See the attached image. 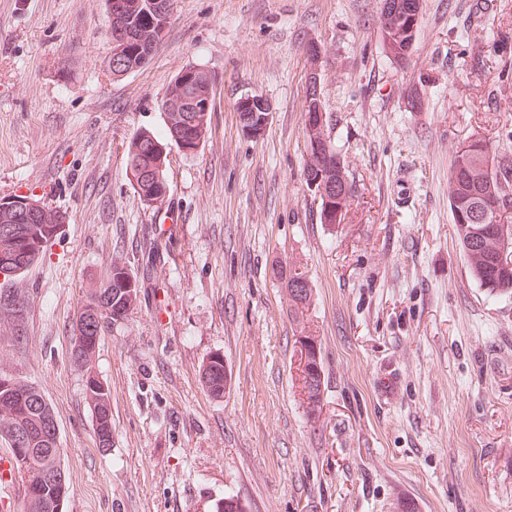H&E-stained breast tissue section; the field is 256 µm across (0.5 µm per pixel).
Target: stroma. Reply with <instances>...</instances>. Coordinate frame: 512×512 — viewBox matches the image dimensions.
<instances>
[{
  "label": "stroma",
  "instance_id": "obj_1",
  "mask_svg": "<svg viewBox=\"0 0 512 512\" xmlns=\"http://www.w3.org/2000/svg\"><path fill=\"white\" fill-rule=\"evenodd\" d=\"M149 62L112 76L105 0H0V199L66 214L0 291V375L51 403L71 488L63 512H512V296L471 278L448 204L454 156L472 139L512 154V0H424L406 63L390 60L379 0H171ZM321 50L329 137L355 185L347 221L320 224L302 176L310 44ZM483 58L482 67L472 64ZM216 78L197 153L170 148L169 192L144 203L126 171L138 131L187 65ZM268 102L242 134L245 93ZM418 108H410V97ZM125 262L139 283L104 327L93 372L112 392L99 451L84 370L71 359L86 288ZM312 289L323 406L292 389L297 327L277 266ZM224 356L223 398L200 381ZM26 478L0 446V512ZM237 106L238 112H242L239 114L242 134L255 138L263 133L270 118V108L266 99L257 93H245ZM258 115L260 121L255 123Z\"/></svg>",
  "mask_w": 512,
  "mask_h": 512
}]
</instances>
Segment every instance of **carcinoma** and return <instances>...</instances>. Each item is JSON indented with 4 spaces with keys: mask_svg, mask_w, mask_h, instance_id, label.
<instances>
[{
    "mask_svg": "<svg viewBox=\"0 0 512 512\" xmlns=\"http://www.w3.org/2000/svg\"><path fill=\"white\" fill-rule=\"evenodd\" d=\"M422 0H388L379 16V30L385 52L395 60H404L410 54L422 17ZM167 19L147 8V0H124L123 12L109 19L111 37L130 38L125 68H139L141 57L152 53L162 40L159 28ZM211 94L210 85L201 76L184 83L174 75L161 100L164 130L155 133L149 129L135 133L126 151V169L132 175L133 185L140 198L147 203L164 199L168 191L167 159L151 148L156 142L162 146L182 140L191 146L207 137L212 120L210 112L185 110L189 100H205ZM310 104L304 105L305 135L307 140L303 178L323 177L333 182L334 189L328 202H320L319 221L336 227V216L348 213L355 190L348 181L340 151L326 154L314 145V140L326 137V128L332 122L326 116L320 126L310 125ZM194 118L187 125L185 117ZM448 202L454 232L466 260L472 279L490 295L512 294V272H501L493 258L503 248L501 236L494 231L497 225L512 229V158L508 154L491 156L483 141H470L469 149L456 152L448 177ZM20 210L0 208V270L11 275L27 271L45 252L55 237L65 216L57 210L40 205L37 219L19 218ZM288 315L299 326L304 324L312 299V288L305 276L288 272L285 282ZM138 284L126 265H112L110 276L93 285L76 315L73 324L71 359L91 369L100 343L104 324L127 318L138 299ZM24 299L17 294L0 295V311L20 312ZM307 368L293 376V388L306 413L321 410L323 362L322 355H307ZM201 382L214 398L224 397L228 375L224 356L208 355L201 364ZM85 399L92 412L98 448L112 435L111 392L93 373H88ZM52 407L45 396L27 381L8 384L0 391V438L14 432L30 435V447L52 448L54 452L41 456L42 468L56 474L58 480L44 482L25 489L21 512H51L50 505L60 486L66 483L61 467V449L46 434V427L54 422Z\"/></svg>",
    "mask_w": 512,
    "mask_h": 512,
    "instance_id": "1",
    "label": "carcinoma"
}]
</instances>
